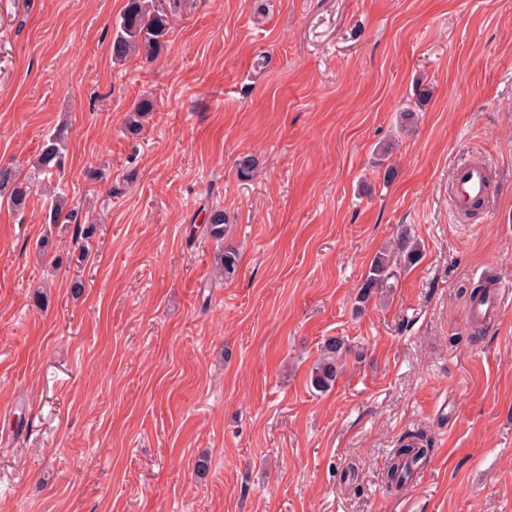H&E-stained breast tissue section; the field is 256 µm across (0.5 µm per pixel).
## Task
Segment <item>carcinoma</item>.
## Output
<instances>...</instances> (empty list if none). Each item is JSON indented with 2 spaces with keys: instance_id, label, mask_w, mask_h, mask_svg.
Here are the masks:
<instances>
[{
  "instance_id": "cac0c4a2",
  "label": "carcinoma",
  "mask_w": 512,
  "mask_h": 512,
  "mask_svg": "<svg viewBox=\"0 0 512 512\" xmlns=\"http://www.w3.org/2000/svg\"><path fill=\"white\" fill-rule=\"evenodd\" d=\"M170 28V16L157 0H126L123 12L112 36V61L120 63L133 56L154 60L162 52L165 37ZM156 110L150 97L140 98L128 112L125 119L126 131L139 134L146 119ZM66 135L60 128L53 133L43 146L33 169L39 173H50L64 166ZM34 182L20 175L16 167L0 165V198L7 199L11 207L20 212L30 200ZM43 189L50 199L44 223L52 226L74 228V242L86 241L94 233L93 225L82 223V209L69 204L67 197L58 193L46 180ZM224 210L214 209L207 217L203 228L209 238L218 243L224 242ZM420 257V245L411 228L398 227L390 245L380 249L373 257L368 272L358 291L357 298L365 302L375 295L385 297L392 287L390 280L397 277L402 265H411ZM237 252L232 247L225 248L219 255L214 270V279L222 280L234 273L237 266ZM349 347L344 338L331 336L323 340L319 347V357L311 370L309 384L317 391L325 392L336 385L341 374L342 361ZM430 455V449L409 439L393 452L391 464L386 474L388 487L399 488L422 469Z\"/></svg>"
}]
</instances>
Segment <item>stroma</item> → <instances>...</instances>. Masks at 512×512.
Instances as JSON below:
<instances>
[{
  "label": "stroma",
  "mask_w": 512,
  "mask_h": 512,
  "mask_svg": "<svg viewBox=\"0 0 512 512\" xmlns=\"http://www.w3.org/2000/svg\"><path fill=\"white\" fill-rule=\"evenodd\" d=\"M125 4L0 0V164L66 125L51 182L95 223L83 257L43 195L0 201V512H512V303L478 332L465 293L512 285V0H162V54L119 65ZM474 158L492 193L460 215ZM400 224L421 260L357 302ZM329 336L351 351L321 393ZM416 432L432 457L387 492ZM156 110V104L150 97L140 98L128 112L125 119V128L128 133L138 135L146 122V119ZM492 173L485 161H468L453 170L450 198L458 212H465L476 201L484 204L491 194ZM349 351L344 338L339 336L325 338L319 347L317 362L310 373V386L320 392L334 387L341 374L345 353Z\"/></svg>",
  "instance_id": "1"
}]
</instances>
